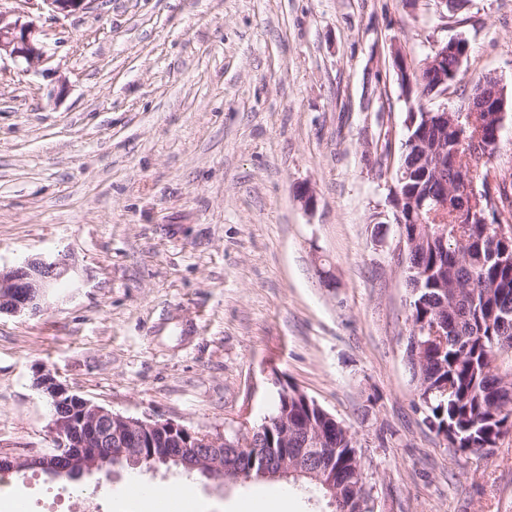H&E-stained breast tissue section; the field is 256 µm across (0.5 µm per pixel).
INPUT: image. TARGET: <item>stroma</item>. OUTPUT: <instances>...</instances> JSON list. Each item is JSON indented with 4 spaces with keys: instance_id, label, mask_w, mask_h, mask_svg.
Instances as JSON below:
<instances>
[{
    "instance_id": "1",
    "label": "stroma",
    "mask_w": 512,
    "mask_h": 512,
    "mask_svg": "<svg viewBox=\"0 0 512 512\" xmlns=\"http://www.w3.org/2000/svg\"><path fill=\"white\" fill-rule=\"evenodd\" d=\"M48 57L0 58V268L65 254L37 314H0V456L52 446V373L113 412L211 433L258 423L293 385L351 433L374 512H512V433L461 453L405 361L410 293L391 187L409 102L395 57L469 43L449 109L484 77L512 89V0H34ZM309 188L305 207L298 188ZM0 473L31 512H127L132 477ZM200 512L307 485L187 477Z\"/></svg>"
}]
</instances>
